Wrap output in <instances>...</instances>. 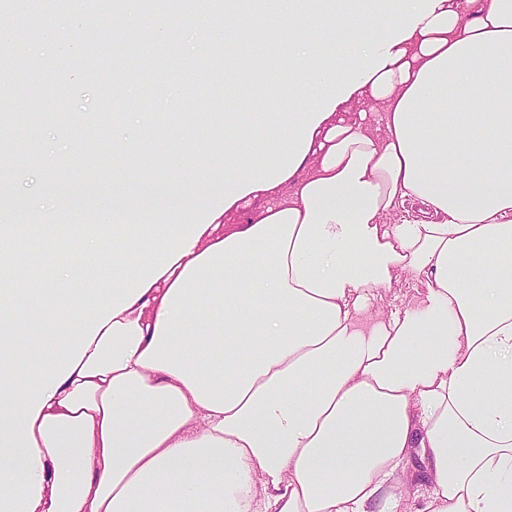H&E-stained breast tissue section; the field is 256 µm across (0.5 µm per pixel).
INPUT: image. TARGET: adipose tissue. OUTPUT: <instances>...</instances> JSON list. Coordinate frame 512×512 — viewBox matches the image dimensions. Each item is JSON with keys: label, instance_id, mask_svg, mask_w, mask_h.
<instances>
[{"label": "adipose tissue", "instance_id": "adipose-tissue-1", "mask_svg": "<svg viewBox=\"0 0 512 512\" xmlns=\"http://www.w3.org/2000/svg\"><path fill=\"white\" fill-rule=\"evenodd\" d=\"M281 2L225 41L339 9L348 47L324 67L291 44L264 117L285 149L212 138L205 178L151 187L153 224L113 195L54 310L0 284V512H512V0ZM136 122L112 152L144 166L154 115ZM409 201L427 219L388 223ZM399 270L426 291L372 314ZM103 272L86 312L69 284Z\"/></svg>", "mask_w": 512, "mask_h": 512}]
</instances>
